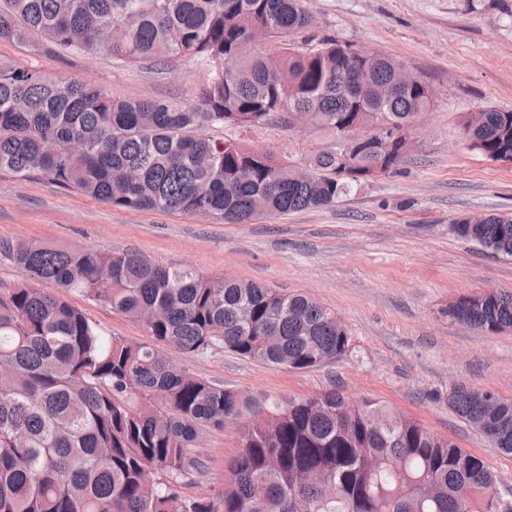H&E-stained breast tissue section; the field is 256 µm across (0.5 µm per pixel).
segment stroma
<instances>
[{
	"label": "stroma",
	"mask_w": 512,
	"mask_h": 512,
	"mask_svg": "<svg viewBox=\"0 0 512 512\" xmlns=\"http://www.w3.org/2000/svg\"><path fill=\"white\" fill-rule=\"evenodd\" d=\"M315 38H333L400 60L433 89L427 126L397 173L371 178L333 206L252 224L112 208L0 171V242L38 240L106 252L136 251L168 267L306 292L346 325L343 358L308 371L259 364L221 349L176 354L190 374L243 395L283 402L336 387L419 420L432 434L476 453L512 487V456L492 448L448 407L454 386L512 399V330L487 334L448 315L457 296L486 288L512 293V257L455 238L452 220L512 212V164L488 160L463 140L469 113L512 110V0H308ZM0 60L49 76L87 79L116 98L192 101L210 78L189 59L130 63L106 53L60 52L28 38L0 42ZM238 138L283 159H304L319 143L279 120ZM105 335L145 342L146 328L101 302L72 293ZM240 423L205 432L206 468L181 480L188 498L221 490L239 450Z\"/></svg>",
	"instance_id": "stroma-1"
}]
</instances>
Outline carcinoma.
<instances>
[{"mask_svg":"<svg viewBox=\"0 0 512 512\" xmlns=\"http://www.w3.org/2000/svg\"><path fill=\"white\" fill-rule=\"evenodd\" d=\"M0 40L42 37L62 48L132 62L189 58L210 69L195 101L116 99L85 79L0 61V170L37 176L130 211L201 215L223 224L329 207L397 170L395 143L348 158L352 125L399 130L431 108L429 84L395 83L402 62H368L334 39L291 36L312 26L306 0H6ZM274 39L271 52L258 39ZM314 116L324 143L303 164L277 160L213 125L244 128ZM469 148L512 153V111L479 110ZM449 233L512 256V214L455 219ZM26 280L0 295V512H488L512 496L483 459L435 438L371 399L344 406L323 392L262 403L188 373L172 349L223 348L310 370L350 350L345 325L309 295L171 268L137 252L25 240L0 243ZM50 284L53 292L43 288ZM78 293L146 325L145 343L106 336L65 300ZM457 320L488 334L512 329V294L462 297ZM448 406L512 455V400L458 385ZM251 416L224 488L181 495L199 472L205 428Z\"/></svg>","mask_w":512,"mask_h":512,"instance_id":"obj_1","label":"carcinoma"}]
</instances>
